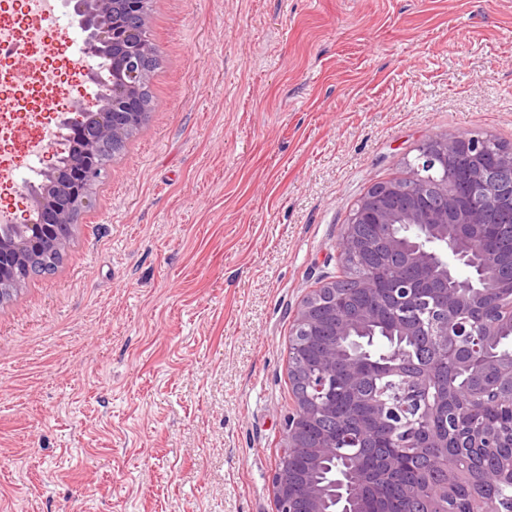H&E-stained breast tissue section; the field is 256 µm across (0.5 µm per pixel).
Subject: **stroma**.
<instances>
[{"label":"stroma","mask_w":512,"mask_h":512,"mask_svg":"<svg viewBox=\"0 0 512 512\" xmlns=\"http://www.w3.org/2000/svg\"><path fill=\"white\" fill-rule=\"evenodd\" d=\"M149 34L147 123L0 302V512H276L293 313L352 209L428 137L512 148V0H151ZM48 37L78 101L82 34Z\"/></svg>","instance_id":"obj_1"}]
</instances>
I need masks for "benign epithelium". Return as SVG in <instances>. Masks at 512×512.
<instances>
[{
	"mask_svg": "<svg viewBox=\"0 0 512 512\" xmlns=\"http://www.w3.org/2000/svg\"><path fill=\"white\" fill-rule=\"evenodd\" d=\"M98 0H64L84 34V51L91 56L99 45L116 48L112 63V85L104 91L101 70H91L89 81L97 86L94 101H77L73 118L60 117L57 136L47 150L42 171L58 184L60 200L28 189L30 218L0 224V244L11 241L14 259L45 249L64 253L74 227L81 223L91 200V184L103 168V152L136 126L143 103L139 87L143 61L152 45L144 36L149 25L147 0H119V7L138 27L119 26L108 14L92 9ZM78 128L87 138V159L81 170L61 163L60 155ZM408 165L412 176L373 184L358 201L344 225L337 255L342 265L354 271L355 287L331 280L313 289L294 314L288 346L289 374L302 390L292 412L283 420V447L300 448L307 456L306 471L288 474V457L273 475L277 512H372L370 503L382 497L375 484L339 482L346 489V504L330 508L326 492L309 479L311 470L336 454V434L308 429L336 414L341 398L339 382L350 390L351 402L380 424L386 425L392 447L397 427L387 420L389 404L355 389L365 361L357 356L340 359L336 338L370 336L380 326L382 315L391 317L398 335H474L479 322H448V315L462 309L461 298L483 287V279L464 277L460 270L470 264V242L462 235L467 225L479 230L478 255L483 269L498 278L499 287L512 288V259L504 249L512 243V149L492 137L439 135L425 139ZM415 389L407 391L397 405L399 413L418 412V393L429 390V379L419 374L411 379ZM487 390L475 388L459 394V401L472 410L481 406ZM441 431L423 429L411 440L416 448H434Z\"/></svg>",
	"mask_w": 512,
	"mask_h": 512,
	"instance_id": "benign-epithelium-1",
	"label": "benign epithelium"
}]
</instances>
